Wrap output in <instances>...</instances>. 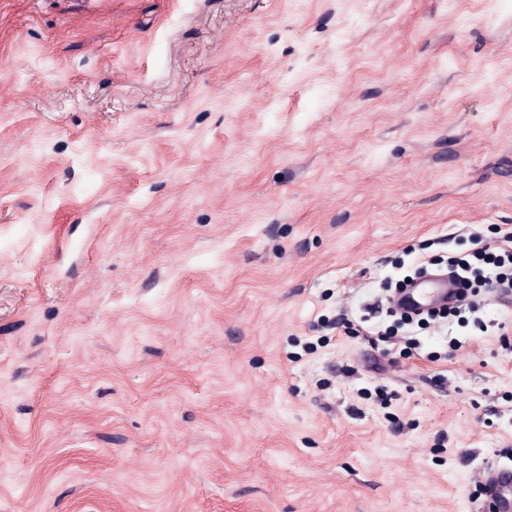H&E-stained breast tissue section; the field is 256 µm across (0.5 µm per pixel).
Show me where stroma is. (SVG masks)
<instances>
[{
	"label": "stroma",
	"mask_w": 512,
	"mask_h": 512,
	"mask_svg": "<svg viewBox=\"0 0 512 512\" xmlns=\"http://www.w3.org/2000/svg\"><path fill=\"white\" fill-rule=\"evenodd\" d=\"M512 0H0V512H486ZM498 244L484 245L471 254L448 257V268L463 277L467 305L475 308L481 288H500L512 292V233H506ZM508 243V244H506ZM461 295L458 281L451 273L427 272L390 298V305L401 311L414 313L427 311L440 305L457 301Z\"/></svg>",
	"instance_id": "35a3bbf8"
}]
</instances>
